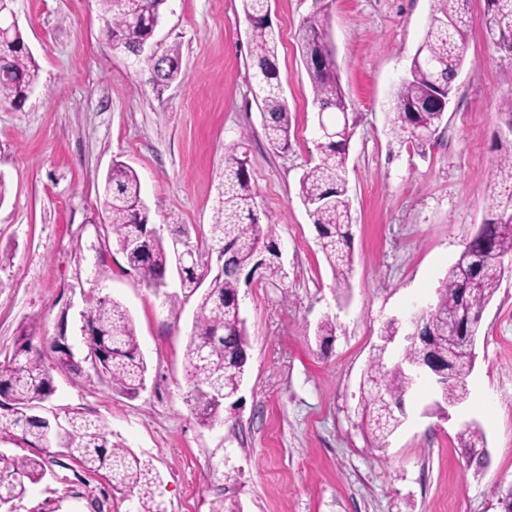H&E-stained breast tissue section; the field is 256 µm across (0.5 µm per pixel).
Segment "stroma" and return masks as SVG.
I'll return each instance as SVG.
<instances>
[{
  "label": "stroma",
  "mask_w": 512,
  "mask_h": 512,
  "mask_svg": "<svg viewBox=\"0 0 512 512\" xmlns=\"http://www.w3.org/2000/svg\"><path fill=\"white\" fill-rule=\"evenodd\" d=\"M291 147L273 149L254 98L242 0H169L156 38L179 45L181 75L155 89L101 33L98 0H13L39 66L19 108L0 107V358L20 330L65 335L81 372L54 374L43 413L74 409L153 467L163 512H209L238 500L243 512H503L512 487V274L485 307L467 399L443 413L437 387L404 397L406 416L385 447L357 413L372 357L396 361L387 323L434 302L465 241L483 223L497 161L512 152L500 102L512 66L485 37L484 0H469L466 63L425 152L402 142L393 98L423 41L433 0H329L331 38L354 125L347 160L354 263L347 298L300 197L319 160L316 108L298 31L312 0H271ZM245 155L259 221L281 251L283 283L240 288L248 365L235 407L214 425L194 415L185 349L195 301L170 309L177 273L155 291L129 269L102 211L113 161L141 182L149 224L204 243L229 152ZM110 297L129 312L147 365L127 395L87 381L82 314ZM336 323L324 343L317 327ZM479 428L486 465L467 467L458 442ZM133 494L103 474L52 456L13 512H135Z\"/></svg>",
  "instance_id": "1"
}]
</instances>
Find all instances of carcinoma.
Segmentation results:
<instances>
[{
  "label": "carcinoma",
  "instance_id": "carcinoma-1",
  "mask_svg": "<svg viewBox=\"0 0 512 512\" xmlns=\"http://www.w3.org/2000/svg\"><path fill=\"white\" fill-rule=\"evenodd\" d=\"M103 33L114 50L134 58L148 83L158 88L177 79L181 71L180 49L161 50L160 55L139 51L161 23L168 0H100ZM250 28L251 68L258 88L256 99L267 142L278 150L291 147V113L278 79V39L268 16V0H242ZM430 22L422 44L411 59L407 76L394 98L396 132L412 148L424 152L443 121L434 96L450 98L457 75L466 62L468 0H433ZM315 9L300 30L302 60L310 77L318 126L336 130L338 136L319 135V162L300 178V195L308 216L316 225L323 254L336 272L337 289H347L352 269L350 252L351 204L346 161L349 137L348 104L336 64V50L328 31L325 0H314ZM512 18V0H486L485 30L498 29L493 45L501 59L512 65V28L502 23ZM39 81V68L25 46L20 29L12 30L8 43L0 44V104L23 103ZM247 158L232 152L224 159V173L209 237L212 251L224 256V269L207 267L206 253L199 250L191 264L181 268V295H167L173 308L180 299L198 296L193 332L185 361L194 393V411L202 424L221 419L224 394L238 388L247 370L245 320L241 317L239 291L244 275L276 282L287 277L277 246L255 215ZM104 209L113 239L129 266L155 290L166 286L181 238L167 247L154 234L142 235L148 224L137 173L121 161H113L104 185ZM484 238L465 243L437 290V300L421 324L426 331L450 315L459 319L462 331L476 336L483 308L492 300L506 272L512 267V153L498 162L488 205ZM89 358L95 375L127 394L144 387L147 366L128 311L111 299H100L83 314ZM44 338L23 331L17 347L0 359V435L27 447L38 448L36 457L17 456L0 449V501L13 504L27 486L41 481L51 448L62 449L89 472L103 471L119 493L137 494V512H162L157 503V477L148 464L129 448L108 438L105 428L76 411L64 418L40 415L42 404L55 391V369L76 370L67 346L53 340L56 366L43 357ZM422 347L402 352V359L387 367L383 357L372 358L363 377L361 422L378 448L397 429L399 422L382 399L399 401L411 386L406 368L422 360ZM475 361L457 357L451 366L454 381L441 390L443 402L465 401L468 379ZM464 453L483 449L476 430L459 434Z\"/></svg>",
  "mask_w": 512,
  "mask_h": 512
}]
</instances>
